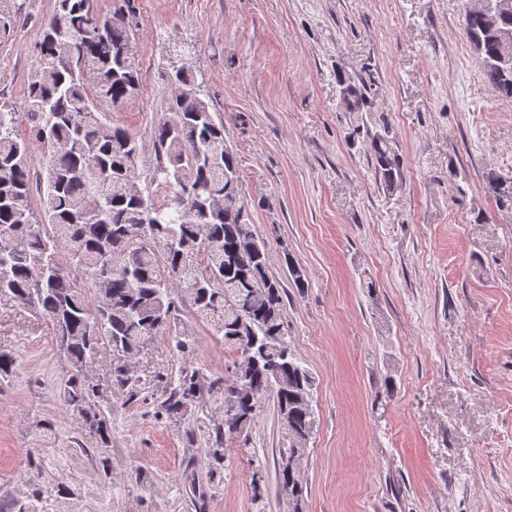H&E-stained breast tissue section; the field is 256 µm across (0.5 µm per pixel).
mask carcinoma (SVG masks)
<instances>
[{"label":"carcinoma","mask_w":512,"mask_h":512,"mask_svg":"<svg viewBox=\"0 0 512 512\" xmlns=\"http://www.w3.org/2000/svg\"><path fill=\"white\" fill-rule=\"evenodd\" d=\"M0 0V38L19 17ZM130 2L103 11L95 0H57L42 24L27 85V135L0 104V302L20 304L51 326L68 364L63 400L81 426L111 443L100 385L84 377L92 358L112 352V383L139 394L127 363L176 320L185 305L238 353L224 380V439L250 429L272 396L281 435L277 479L292 512L305 483L294 462L307 458L316 428L314 379L288 341L280 282L267 273L268 249L248 222L237 159L224 145V121L211 111L191 70L169 71V94L152 134L151 166L109 112L139 89ZM485 81L512 99V65L499 62V33L512 11L464 15ZM40 153L39 169L31 165ZM376 170L395 188L399 165L387 142L372 144ZM487 193L512 201V183L488 179ZM202 389L197 370L169 381L160 412L180 413Z\"/></svg>","instance_id":"cac0c4a2"}]
</instances>
